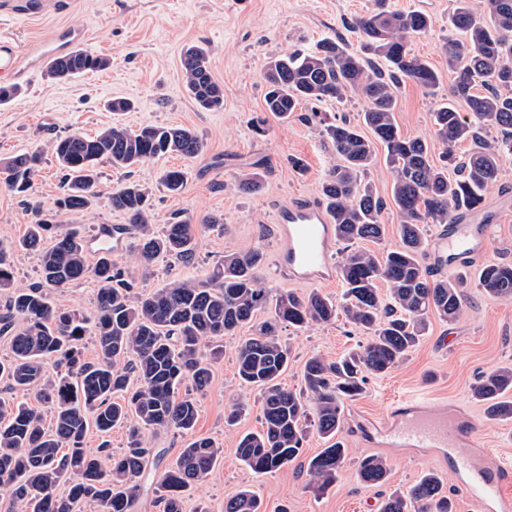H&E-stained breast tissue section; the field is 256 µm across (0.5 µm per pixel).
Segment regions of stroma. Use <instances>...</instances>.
Returning <instances> with one entry per match:
<instances>
[{
	"instance_id": "obj_1",
	"label": "stroma",
	"mask_w": 512,
	"mask_h": 512,
	"mask_svg": "<svg viewBox=\"0 0 512 512\" xmlns=\"http://www.w3.org/2000/svg\"><path fill=\"white\" fill-rule=\"evenodd\" d=\"M377 1L51 0L45 10L36 13L34 0H0V33L24 50L59 34L72 37L75 48L110 60L105 70L68 81L50 79L45 64L33 63L18 80L21 96L0 105V159L37 149L44 152L26 194L10 192L0 171V245L14 249L17 284L27 287L41 279L38 256L16 247L34 218L32 204L49 210L50 221L60 229L78 228L91 241L105 227L124 224V216L112 210L109 197L116 186L131 179L150 189L155 226L176 217L197 223L193 263L166 257L144 274L134 266L128 249L113 253L119 267L133 274L138 291L150 292L176 280L207 279L225 253L257 247L264 254L259 276L265 287L297 293L316 289L339 298L340 280L311 285L278 274L273 220L277 210L290 201L320 198L321 183L337 161L323 125L358 121L364 102L354 95L341 104H319L317 120L301 115L284 123L267 118L262 66L292 50L313 47L327 36L343 38L349 49H360L362 36L350 23L373 10ZM381 1L391 10L424 11L432 20L429 33L412 39L411 48L442 71L443 80L432 91L405 82L397 98L396 119L403 135L434 140L430 114L446 101L454 83L445 49L456 2ZM194 44L208 49L211 73L224 87L221 111L199 110L184 90L180 58L183 49ZM114 98L135 101V111L110 112L106 104ZM262 117L268 120V131L261 136L253 133L250 122ZM116 123L133 129L144 124L186 127L203 141L204 150L193 159L172 155L122 171L101 167L97 195L89 207L53 212L64 176L47 145L74 132L92 137ZM292 155L304 160V172L289 167ZM172 167L186 173L184 188L176 195L162 185L165 170ZM254 168L264 173L260 191L243 195L233 190L235 177ZM366 178L385 203L383 237L368 245L380 254L399 241V218L384 148H377ZM483 208H502L506 215L495 226L486 252L469 265L471 280L479 265H512V159L505 161L498 180L486 190ZM208 214L223 216V229L203 224ZM465 294L464 311L457 320L432 319L419 345L397 368L384 376L369 377L363 396L346 403L339 433L346 448L344 467L336 483L322 494L313 490L307 471L309 459L323 446L317 436L309 437L294 463L261 477L239 461L236 448L241 435L262 427L257 392L242 388L236 376L237 349L253 330L246 325L225 337L224 356L215 363L208 387L197 395L199 415L194 431L195 436L218 443L224 458L192 490V499L205 500L212 512H224L225 499L251 488L258 492L265 512H379L389 492L407 489L423 474L434 472L442 477L456 512H477L463 489L465 474L454 461L480 460L488 448L495 458L512 462V421L489 419L483 404L470 396L471 386L482 373L512 362V300L474 286ZM280 336L291 348L282 381L294 388L299 387L301 369L310 356L333 360L367 341L366 334L340 321L313 324L299 333L287 326L281 328ZM425 390L433 401L473 417L478 426L476 444L386 448L371 437L372 426L387 418L395 400ZM244 398L249 411L236 424H226L224 417L231 406ZM368 455L386 459L389 473L384 484L369 486L360 481L357 467Z\"/></svg>"
}]
</instances>
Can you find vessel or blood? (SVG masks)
<instances>
[{
	"instance_id": "b4317fda",
	"label": "vessel or blood",
	"mask_w": 512,
	"mask_h": 512,
	"mask_svg": "<svg viewBox=\"0 0 512 512\" xmlns=\"http://www.w3.org/2000/svg\"><path fill=\"white\" fill-rule=\"evenodd\" d=\"M27 53L11 40L0 38V78L20 77L26 68ZM498 216L486 213L472 216L463 211L455 223L445 225L437 243V254L449 268H457L482 255L492 236ZM279 238L278 265L294 280L317 282L333 278L336 250L334 226L323 206L301 200L276 213ZM393 426L388 429V447L442 448L473 440L477 425L446 410L428 397H411L394 404ZM512 464L496 460L491 466L473 468L465 491L478 507L496 506L499 512H512Z\"/></svg>"
}]
</instances>
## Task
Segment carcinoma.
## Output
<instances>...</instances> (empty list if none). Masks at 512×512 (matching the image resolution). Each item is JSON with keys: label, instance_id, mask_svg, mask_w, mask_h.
<instances>
[{"label": "carcinoma", "instance_id": "carcinoma-1", "mask_svg": "<svg viewBox=\"0 0 512 512\" xmlns=\"http://www.w3.org/2000/svg\"><path fill=\"white\" fill-rule=\"evenodd\" d=\"M354 25L366 50L382 65L350 51L338 37L324 38L307 51L265 63V108L286 121L306 103H341L352 94L363 99L362 126L346 121L325 126L339 162L326 173L321 194L338 240L352 245L381 238L384 202L364 175L375 160V143L382 144L400 218L398 244L381 257L370 250L347 251L337 265L345 285L339 305L314 290L270 295L258 278L263 254L257 248L224 255L205 283L178 280L139 295L135 280L112 259V249L99 252L91 264L87 241L75 230L45 244L53 225L41 204L32 205L36 220L17 247L39 253L42 283L17 285L11 251L0 248V294L7 298L0 335L10 343L9 358L0 360V378L17 391L37 390L51 408L52 426L44 427L40 408L0 397V484L11 489V512H77L87 503L99 512H136L141 483L154 467L146 434L159 429L190 436L175 465L156 481L164 512H184L189 491L205 480L224 450L209 438L192 436L198 398L182 386L189 382L203 391L223 354L219 341L266 311L271 317L258 323L237 349V378L242 386L259 390L263 417L260 431L240 437L237 455L254 473H271L301 455L312 427L326 447L308 461V473L314 487L324 491L336 482L346 457L337 438L344 403L364 393L368 376L386 375L400 364L426 333L430 316L452 321L461 314L466 280H431L419 257L427 246L425 223L447 224L465 205L480 208L484 192L512 157V0H487L484 17L471 10L469 0H457L452 25L459 37L448 42V70L455 74L453 97L465 102L469 115L451 101L431 113L442 145L436 158L428 141L403 136L395 119L403 81L424 89L441 82L438 70L409 49L410 37L430 30V17L418 10L380 7L357 17ZM72 58L85 73L109 66L105 57L74 50L51 61L49 74L64 79ZM208 59L205 48L188 47L181 55L183 82L200 109L218 111L224 108V87L214 80ZM365 127L373 138L364 134ZM492 129L504 137L485 138L483 133ZM464 143L470 149L460 156L457 149ZM49 148L66 172L65 190L53 206L74 212L95 198L101 165L124 170L170 154L194 158L204 144L188 128L150 124L136 130L114 125L93 137L73 132ZM40 162L37 152L9 159L8 189L27 192ZM184 183L182 169L163 176L171 194L181 193ZM261 186L262 174L253 171L238 175L233 189L250 194ZM111 205L126 219L122 231L133 234L129 251L142 272L164 256L193 259L192 220L155 230L147 187L124 182L112 191ZM88 276L97 284L89 313L60 308L45 292ZM382 281L388 287L385 295L379 289ZM478 287L512 299V265H484ZM341 315L368 332V342L336 360L308 358L300 389L284 386L280 377L290 350L278 327L302 329ZM88 335L95 341L93 360L84 352ZM49 360L61 368L54 376L45 369ZM510 392L511 365L483 373L471 387L491 420L512 419ZM117 426L127 431L121 452L112 453L106 442L95 453L84 448L90 428L106 435ZM358 475L367 484L381 485L388 464L380 456H367L358 464ZM224 512H262L261 501L243 489L224 502ZM380 512H455V506L442 478L429 472L406 490L391 492Z\"/></svg>", "mask_w": 512, "mask_h": 512}]
</instances>
